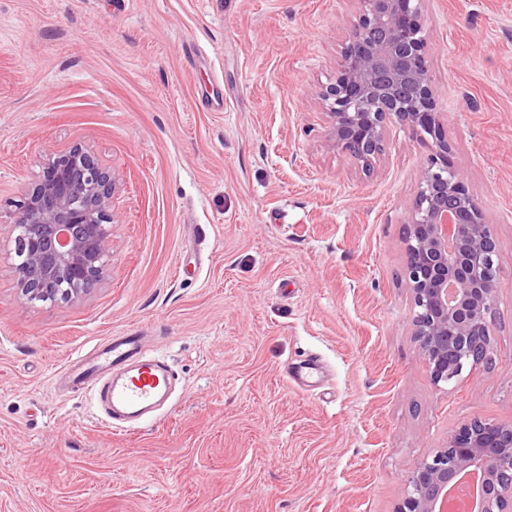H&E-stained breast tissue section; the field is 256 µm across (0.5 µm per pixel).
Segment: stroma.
<instances>
[{
    "mask_svg": "<svg viewBox=\"0 0 512 512\" xmlns=\"http://www.w3.org/2000/svg\"><path fill=\"white\" fill-rule=\"evenodd\" d=\"M354 8L0 0V237L48 154L86 145L118 180L83 301L24 303L0 251V512H394L450 431L512 419V0L422 4L441 133L501 257L492 362L439 385L401 277L432 144L392 126L363 170L315 98ZM139 328L177 383L115 432L54 377Z\"/></svg>",
    "mask_w": 512,
    "mask_h": 512,
    "instance_id": "stroma-1",
    "label": "stroma"
}]
</instances>
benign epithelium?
Masks as SVG:
<instances>
[{
	"mask_svg": "<svg viewBox=\"0 0 512 512\" xmlns=\"http://www.w3.org/2000/svg\"><path fill=\"white\" fill-rule=\"evenodd\" d=\"M333 81L316 99L327 141L371 170L392 125L435 141L407 207L403 278L413 302V335L435 384L487 359L500 257L480 205L448 162L434 112L422 0H353ZM110 166L75 144L49 156L10 212L15 283L25 303L79 302L112 266ZM478 489L474 512H512V420L474 418L448 435L406 478L395 512H449L460 488Z\"/></svg>",
	"mask_w": 512,
	"mask_h": 512,
	"instance_id": "1",
	"label": "benign epithelium"
}]
</instances>
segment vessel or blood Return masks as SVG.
Wrapping results in <instances>:
<instances>
[{
    "label": "vessel or blood",
    "instance_id": "vessel-or-blood-1",
    "mask_svg": "<svg viewBox=\"0 0 512 512\" xmlns=\"http://www.w3.org/2000/svg\"><path fill=\"white\" fill-rule=\"evenodd\" d=\"M145 341L139 329L113 333L59 375L72 391L94 393L112 429H129L169 390L170 376L160 362L146 356Z\"/></svg>",
    "mask_w": 512,
    "mask_h": 512
}]
</instances>
